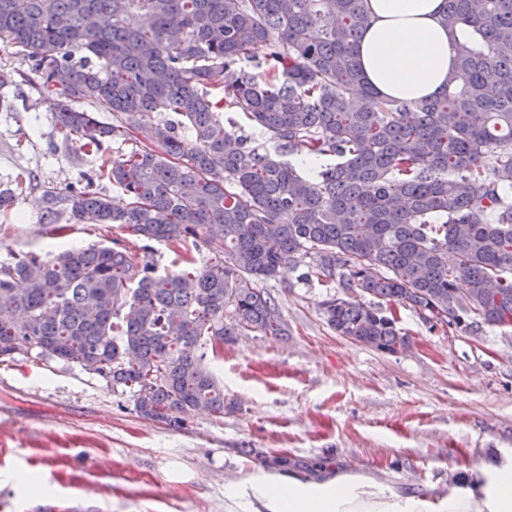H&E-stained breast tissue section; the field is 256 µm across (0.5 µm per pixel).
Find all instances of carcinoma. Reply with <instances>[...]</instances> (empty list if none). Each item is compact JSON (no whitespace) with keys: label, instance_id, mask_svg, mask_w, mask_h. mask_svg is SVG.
<instances>
[{"label":"carcinoma","instance_id":"1","mask_svg":"<svg viewBox=\"0 0 512 512\" xmlns=\"http://www.w3.org/2000/svg\"><path fill=\"white\" fill-rule=\"evenodd\" d=\"M441 23L457 58L445 90L384 100L356 63L366 0H0V44L130 199L48 191L45 223L62 202L76 223L147 240L141 257L89 246L0 263V358L79 363L182 429L224 413L212 340L288 335L252 286L286 264L339 279L326 324L381 352L407 334L359 295L446 326H512V0H446ZM224 109L266 141L227 129ZM134 133L139 146L106 153ZM301 149L309 174L287 160ZM200 240L201 266L158 272L148 242Z\"/></svg>","mask_w":512,"mask_h":512}]
</instances>
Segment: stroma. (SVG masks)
Listing matches in <instances>:
<instances>
[{
    "instance_id": "1",
    "label": "stroma",
    "mask_w": 512,
    "mask_h": 512,
    "mask_svg": "<svg viewBox=\"0 0 512 512\" xmlns=\"http://www.w3.org/2000/svg\"><path fill=\"white\" fill-rule=\"evenodd\" d=\"M99 158L58 131L34 83L0 88V263L142 239L116 224H43V193L82 186ZM25 188L16 191L17 177ZM261 288L288 337L246 333L207 363L223 414L185 429L141 418L130 391L73 362L23 350L0 361V512H269L259 485L321 464L433 496L512 453V326L449 328L398 308L412 346L390 354L336 335L323 303L343 296L307 263ZM27 474L25 485L16 477Z\"/></svg>"
}]
</instances>
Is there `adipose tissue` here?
Masks as SVG:
<instances>
[{"label":"adipose tissue","instance_id":"adipose-tissue-1","mask_svg":"<svg viewBox=\"0 0 512 512\" xmlns=\"http://www.w3.org/2000/svg\"><path fill=\"white\" fill-rule=\"evenodd\" d=\"M445 6L446 0H368L371 23L359 42L358 63L381 97L429 99L446 88L457 62L440 22ZM259 493L271 512H512V454L449 481L436 502L350 471L320 482H269Z\"/></svg>","mask_w":512,"mask_h":512}]
</instances>
